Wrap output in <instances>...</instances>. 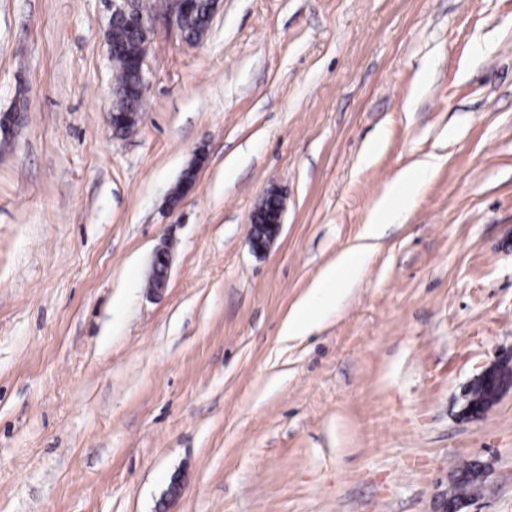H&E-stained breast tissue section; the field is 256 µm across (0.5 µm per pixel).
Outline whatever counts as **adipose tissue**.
Returning <instances> with one entry per match:
<instances>
[{
	"label": "adipose tissue",
	"instance_id": "obj_1",
	"mask_svg": "<svg viewBox=\"0 0 512 512\" xmlns=\"http://www.w3.org/2000/svg\"><path fill=\"white\" fill-rule=\"evenodd\" d=\"M434 169L433 163L423 162L407 167L399 174L370 213L362 230L361 244L347 248L336 262L323 270L289 314L283 328L284 335H304L346 297L369 259L372 240L380 237L383 226L393 221L404 202L419 195Z\"/></svg>",
	"mask_w": 512,
	"mask_h": 512
}]
</instances>
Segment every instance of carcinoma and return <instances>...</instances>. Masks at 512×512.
<instances>
[{
  "mask_svg": "<svg viewBox=\"0 0 512 512\" xmlns=\"http://www.w3.org/2000/svg\"><path fill=\"white\" fill-rule=\"evenodd\" d=\"M200 11L186 18V27L193 33L209 21L206 9L209 0H198ZM111 58L116 61L114 66L116 82V111H143L145 85L140 79L134 60L146 53V43L138 29L132 23L115 24L109 34ZM479 486L472 476L471 466H466L456 475L452 487V497L463 499L468 492Z\"/></svg>",
  "mask_w": 512,
  "mask_h": 512,
  "instance_id": "cac0c4a2",
  "label": "carcinoma"
}]
</instances>
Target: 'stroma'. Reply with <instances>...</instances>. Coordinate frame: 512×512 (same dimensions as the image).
Masks as SVG:
<instances>
[{
  "instance_id": "stroma-1",
  "label": "stroma",
  "mask_w": 512,
  "mask_h": 512,
  "mask_svg": "<svg viewBox=\"0 0 512 512\" xmlns=\"http://www.w3.org/2000/svg\"><path fill=\"white\" fill-rule=\"evenodd\" d=\"M149 4L121 135L108 0H0V512H438L475 463L468 512H512V390L463 412L512 354V0H221L196 45ZM419 161L350 296L283 336ZM435 164L421 162L403 170L385 195L377 202L364 224L361 238L375 240L381 236L385 224H392L396 213L406 201L413 200L430 179ZM262 201L252 219L253 245L259 250L267 249L279 235L283 210L280 196L273 192ZM170 267V253L167 247L156 249L150 276V288L160 292L166 288ZM509 361H511V357H507L501 364H499L498 366L496 367H493V368H489V369H486L484 370L482 373H480L479 375H477L474 379H473V383H481L482 385L484 386H488L489 388H493L494 386L496 387L495 388V396H497L499 394V392L506 386H510L511 385V380L509 381L508 384H506L507 382H503L500 378H501V373L503 372H508L509 371V367H508V363Z\"/></svg>"
}]
</instances>
